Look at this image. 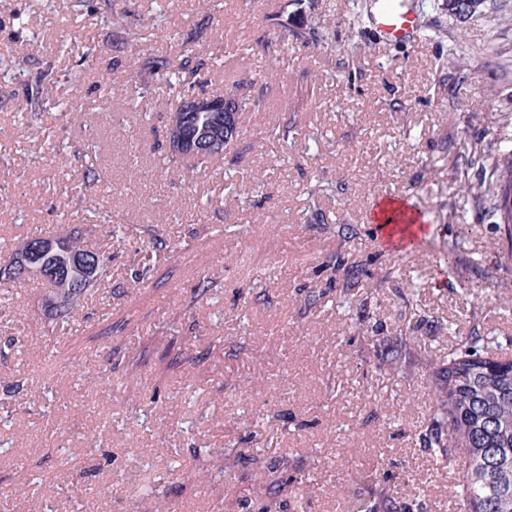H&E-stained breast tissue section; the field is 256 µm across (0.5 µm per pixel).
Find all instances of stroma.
Returning a JSON list of instances; mask_svg holds the SVG:
<instances>
[{"mask_svg": "<svg viewBox=\"0 0 512 512\" xmlns=\"http://www.w3.org/2000/svg\"><path fill=\"white\" fill-rule=\"evenodd\" d=\"M374 2L356 0L350 30L346 0H0V264L35 225L109 258L72 321L43 279L0 285V512H70L77 491L85 512H247L270 495L280 512H357L366 474L392 505L414 490L455 512L454 471L422 443L426 363L474 334L512 358V241L491 217L512 0L464 19L418 0L405 47L376 37ZM188 49L209 62L206 92L264 90L231 147L240 164H166L173 94L133 57ZM286 122L292 138L272 139ZM90 143L94 181L75 156ZM457 156L474 162L467 192ZM386 192L424 212L423 245L376 240ZM399 336L407 379L383 347Z\"/></svg>", "mask_w": 512, "mask_h": 512, "instance_id": "1", "label": "stroma"}]
</instances>
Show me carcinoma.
<instances>
[{
	"label": "carcinoma",
	"mask_w": 512,
	"mask_h": 512,
	"mask_svg": "<svg viewBox=\"0 0 512 512\" xmlns=\"http://www.w3.org/2000/svg\"><path fill=\"white\" fill-rule=\"evenodd\" d=\"M143 65L162 73L168 86L182 95L206 96L202 72L207 63L187 51L176 68L161 57H149ZM229 98L238 102L236 112L170 113L165 125L168 163L193 158L224 159V151L238 138L244 114L260 110L261 95L252 84L239 82ZM211 143L194 152L199 137ZM512 185V149L503 151L493 173V185L501 191ZM108 258L86 248L80 237L61 241L36 237L23 240L10 261L0 266V285L31 275L45 279L61 291L59 315L70 320L86 307L87 293L101 277ZM470 336L448 351V361L428 362L442 377L429 414L430 429L424 443L448 465L462 462L449 487L456 512H512V359L484 356ZM382 491L361 499L360 512H387Z\"/></svg>",
	"instance_id": "carcinoma-1"
}]
</instances>
